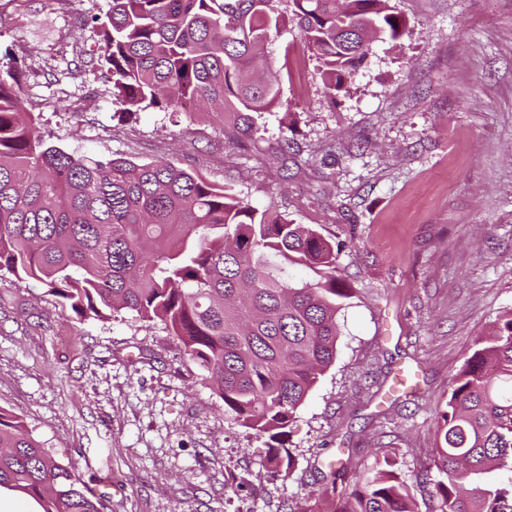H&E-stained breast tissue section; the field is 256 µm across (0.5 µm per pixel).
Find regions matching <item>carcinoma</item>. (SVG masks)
I'll list each match as a JSON object with an SVG mask.
<instances>
[{
    "label": "carcinoma",
    "mask_w": 512,
    "mask_h": 512,
    "mask_svg": "<svg viewBox=\"0 0 512 512\" xmlns=\"http://www.w3.org/2000/svg\"><path fill=\"white\" fill-rule=\"evenodd\" d=\"M111 0L92 19L97 60L122 114H173L195 102L233 139L280 104L265 43L295 24L342 90L376 42L406 20L391 0ZM24 73L0 63V275L33 279L79 319L123 310L159 321L216 386L224 412L258 432L282 430L336 358V321L353 289L341 248L317 228L258 211L226 185L166 161L91 157L46 142L24 107ZM321 274L291 282L288 262ZM438 512H512V310L473 340L437 423ZM40 512H100L69 467L0 410V494ZM336 512H416L388 457L355 481Z\"/></svg>",
    "instance_id": "obj_1"
}]
</instances>
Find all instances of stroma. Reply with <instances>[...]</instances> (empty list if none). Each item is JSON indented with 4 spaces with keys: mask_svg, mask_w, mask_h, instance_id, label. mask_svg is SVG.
Returning a JSON list of instances; mask_svg holds the SVG:
<instances>
[{
    "mask_svg": "<svg viewBox=\"0 0 512 512\" xmlns=\"http://www.w3.org/2000/svg\"><path fill=\"white\" fill-rule=\"evenodd\" d=\"M404 35L329 93L296 29L268 42L282 104L252 139L147 110L122 117L88 64L106 0H0V58L26 73L49 142L165 160L341 244L354 290L334 364L284 440L224 412L182 344L123 311L77 319L41 283L0 276V408L85 483L103 512H335L387 454L418 512H436L437 413L476 336L512 309V0H394ZM293 464L272 472L270 448ZM341 461L330 475L328 464ZM429 471L430 484L417 482Z\"/></svg>",
    "mask_w": 512,
    "mask_h": 512,
    "instance_id": "obj_1",
    "label": "stroma"
}]
</instances>
